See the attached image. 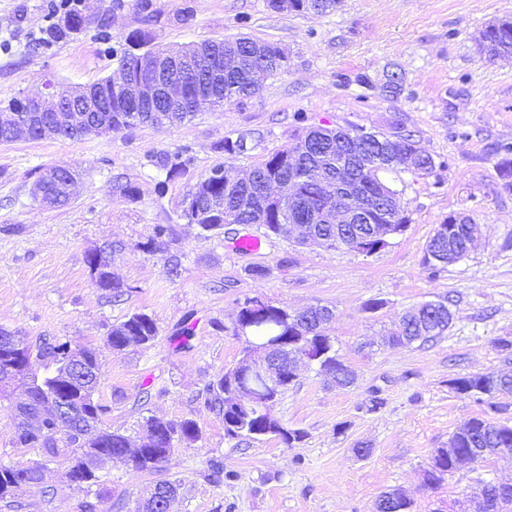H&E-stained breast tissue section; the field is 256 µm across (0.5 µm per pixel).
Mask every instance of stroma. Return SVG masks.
Listing matches in <instances>:
<instances>
[{"instance_id":"35a3bbf8","label":"stroma","mask_w":512,"mask_h":512,"mask_svg":"<svg viewBox=\"0 0 512 512\" xmlns=\"http://www.w3.org/2000/svg\"><path fill=\"white\" fill-rule=\"evenodd\" d=\"M51 0H0V99L54 93L108 77L114 42L147 27L153 43L177 48L245 35L278 44L286 72L265 78L257 97L206 109L177 125H141L78 139L19 137L0 143V327L30 341L50 338L94 346L102 361L97 400L107 425L135 435L144 417L192 418L199 441L177 446L161 476L116 465L97 512H132L158 478L180 480L172 512H375L385 491L405 490L412 512H437L477 478L512 481V460L464 466L434 489L423 471L435 449L471 418L512 425V395L497 410L459 393L456 379L512 369L499 347L512 340V187L499 175L512 143V55L480 53L482 31L511 19L512 0H342L326 14H283L265 0H153L156 22L144 25L135 0H78L84 30L36 51L30 42L57 23ZM109 14L110 41L96 35ZM397 88H388L391 75ZM361 126L407 131L445 164L435 176L387 174L409 217L406 230L371 255L267 240L260 256L236 253L224 235L184 223L182 201L216 164L249 173L311 128ZM251 136L254 147L228 157L225 139ZM183 152L184 170L164 196L161 161ZM62 166L79 186L65 206L50 208L32 188L43 172ZM135 189L116 191V181ZM461 212L478 233L468 255L430 273L425 248L437 224ZM158 224L173 233L146 249ZM117 245L111 272L127 293L113 300L95 288L85 257ZM264 268V277L253 268ZM260 297L300 311L326 306L335 317L326 332L357 375L339 387L316 367L299 365L298 379L274 414L302 441L277 437L240 444L224 434L206 384L233 366L241 342L229 331L240 305ZM449 299L450 329L428 342L393 347L405 311ZM382 300L370 310L369 300ZM135 312L151 315L159 334L151 346L116 353L106 343L112 325ZM187 345L177 336L184 325ZM150 400H141L144 387ZM382 404L368 410L371 395ZM24 397L13 386L0 399V463L25 468L38 452L13 451V407ZM224 465L221 484L206 480L211 461ZM49 463L42 483L26 488L21 512H79L86 494Z\"/></svg>"}]
</instances>
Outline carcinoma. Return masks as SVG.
<instances>
[{
    "label": "carcinoma",
    "instance_id": "obj_1",
    "mask_svg": "<svg viewBox=\"0 0 512 512\" xmlns=\"http://www.w3.org/2000/svg\"><path fill=\"white\" fill-rule=\"evenodd\" d=\"M340 0H292L291 11L300 14L327 12ZM65 21L46 30L41 43L60 42L85 27L84 17L74 8L64 11ZM153 49L152 36L148 29H139L129 33L124 44L113 53L119 54L118 63L122 67L132 68L136 64V51ZM481 51L490 58L512 54V22L497 21L489 25L482 33ZM238 51L247 64L263 69L267 75L274 76L288 69V56L277 44L259 41L251 37L238 40ZM223 49H213L211 55L204 57L199 71L187 77L188 85L203 79L204 71L212 69L215 57ZM110 78H104L89 85L91 99L107 93L112 100V111L94 112L93 118L112 126V131L131 129L147 123L152 112H164L167 105L159 100L128 104L115 94L109 86ZM256 89L243 75H224L225 104L253 98ZM362 128L334 127L310 129L305 138L295 144L269 156L254 167L251 174L255 183L245 189L236 185L224 184L203 177L187 195L192 200L190 209H182L181 217L187 224H195L205 232L224 229V225L258 224L265 235L279 239H288L289 217L279 211L277 202L259 192L258 187L271 183L292 180L291 187L302 211H320L336 205V199L325 193L324 185L335 182L347 183L358 191H379L387 186L382 178L385 173L401 172L403 158L414 154L418 157L419 171L433 174L446 166L433 156L423 153L416 147L413 135L395 131L392 136L398 138L392 159L384 156L378 149L365 142L360 135ZM220 149L229 156L244 154L249 150L248 138L240 136L234 140L226 139ZM185 165L182 153L176 152L162 161L167 170L165 179L156 183V193L162 197L168 189V182L180 173ZM224 201V213L213 212L212 201ZM384 205L381 214L373 224H362L360 229L367 231L362 244L363 253L372 254L378 250L371 240L376 226L388 224L395 233L406 227L408 217L401 203H396L387 195L382 196ZM456 222H443L437 225L428 241L424 263L436 273L448 266V252L459 253L470 248L474 239L476 225L461 215H448ZM94 286L108 292L114 298L126 294L123 285L112 277L100 274ZM428 311H421L418 320H409L401 336L392 341L394 345H410L416 341L427 342L442 335L451 325L452 313L448 299L426 303ZM238 321L248 325V340L241 350V357L232 367L212 381L207 389L211 407L224 415L225 435L241 442L258 440L263 436H276L285 445L291 441L271 422L273 408L262 411L254 405L240 406L233 402L228 388L235 382L248 383L265 398V388L259 375L245 373L242 364L254 350V346L272 345L271 353L284 349L289 353L306 344L326 352V363L338 365L342 374L340 384L347 387L354 383L353 371L338 355L332 337L324 334V325L329 323L321 317L313 327H304L289 320L286 307L265 301L255 307H245L239 311ZM156 320L150 315L135 312L124 321L112 326L106 341L112 350L122 352L131 345L148 346L158 337ZM5 330L0 328V386L6 387L12 381H23L31 394L32 401L21 412L24 420L17 423V430L11 439L12 448L26 452L38 448L49 460L61 458L65 462L62 476L84 491L95 492L100 496L99 487L103 485V471L112 464H125L126 443L128 437L118 430L106 426V406L95 399L99 379L102 375V362L92 347H79L78 355H73L68 342L43 340L39 345L29 343L26 337L14 335L15 342L23 350V359L13 354L12 344L1 341ZM37 357L46 362L47 373L43 376L30 373V360ZM81 367L87 380L73 382L68 380L76 367ZM455 389L464 394L480 395L486 391L490 396L512 393V375L497 373L476 374L455 381ZM64 400L74 410L70 426L59 425L44 417L46 404L51 400ZM146 425L157 431L156 440L141 449L140 457L132 469L153 473L160 470L168 459L177 442H196L201 438L197 423L191 418L170 421L149 417ZM454 445V456H448L443 448L434 450L429 470L424 477V485L434 488L443 481L444 476L458 468V459L468 457L482 463L500 457L504 450H512V426L497 424L484 418H473L465 428L456 431L450 437ZM43 465L37 463L25 469L0 466V502L11 506L18 502L24 489L40 480ZM98 490H92V487Z\"/></svg>",
    "mask_w": 512,
    "mask_h": 512
}]
</instances>
